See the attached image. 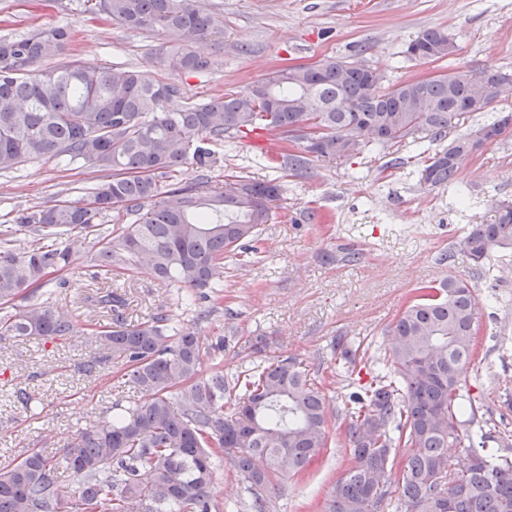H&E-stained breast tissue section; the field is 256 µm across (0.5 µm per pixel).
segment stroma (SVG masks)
Instances as JSON below:
<instances>
[{"label":"stroma","mask_w":512,"mask_h":512,"mask_svg":"<svg viewBox=\"0 0 512 512\" xmlns=\"http://www.w3.org/2000/svg\"><path fill=\"white\" fill-rule=\"evenodd\" d=\"M205 12L224 22V39L206 45L211 70L186 76L188 94L206 100L240 90L274 70L327 56L363 59L379 67L387 83L445 73L457 68L512 72V0H200ZM44 24L72 32L63 61L117 64L141 70L165 39L151 32L113 26L90 10L88 0H0V37L19 36ZM444 27L457 53L444 62L405 58L404 50L422 29ZM219 162L209 175L272 180L282 188L278 216L264 225L250 262L224 260V292L186 306L177 287H163L149 275L112 274L124 288L129 321L149 320L166 309L176 324L191 328L203 343L223 338L224 351L205 370L220 367L235 375L254 360L253 345L265 340L270 355L293 356L322 388L329 412L370 382L375 368L363 361L353 371L337 366L330 344L345 337L371 353L384 347L385 330L416 288L448 276L468 280L480 301V355L466 366L463 393L492 406L495 384L512 386V353L502 354L497 338L512 336V251L494 254L477 267L458 241L469 225L482 222L491 203L512 200V130L463 163L452 186L427 189L418 182L411 144L369 148L349 159L313 163L295 175L269 167L249 137L217 145ZM403 167H391L395 158ZM97 172L38 159L0 172V224L35 205L83 197ZM326 215V223L308 212ZM351 244L361 252L354 263H325L324 253ZM96 245L87 238L74 264L63 271L65 288L48 282L35 302H49L75 327L60 339L10 338L0 342V468L38 449L62 458L77 430L98 418L130 391L122 361L105 356L91 334L84 285L93 273ZM454 252L452 264L440 257ZM25 389L37 406L29 412L17 397ZM329 448L305 475L285 480L273 512H324L327 492L344 473L349 443L338 421L327 429ZM211 512H248L249 494L232 467L213 475Z\"/></svg>","instance_id":"obj_1"}]
</instances>
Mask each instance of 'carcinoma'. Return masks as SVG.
<instances>
[{
  "mask_svg": "<svg viewBox=\"0 0 512 512\" xmlns=\"http://www.w3.org/2000/svg\"><path fill=\"white\" fill-rule=\"evenodd\" d=\"M99 2L111 23L169 39L154 63L170 76L77 60L51 66L71 42L61 25L0 38V171L57 159L111 173L86 200L34 206L0 228L3 306L70 268L74 244L123 213L135 220L99 236L94 281L106 284L120 269L204 297L221 292L225 255L248 256L247 244L276 215L280 185L228 175L207 191L205 180H162L186 164L210 172L218 163L214 147L226 138L272 130L283 143L277 162L298 173L312 161L348 159L425 133L447 144L416 154L419 182L445 187L460 158L495 141L512 119L510 112L448 137L474 113L512 97V73L483 71L472 81L469 71L455 69L386 87L379 68L335 56L321 59L320 74L286 68L196 102L177 77L213 66L200 49L224 35V23L198 0ZM409 45L431 62L456 52L442 27L421 30ZM176 99L182 106L170 108ZM341 102L354 111L338 109ZM305 126L317 130L316 141L299 136L292 141L302 154L288 152L289 134ZM458 247L475 262L512 248V203H493ZM359 256L340 247L324 259L352 263ZM85 301L108 317L100 339L124 362L135 399L79 430L63 450L66 468L82 481L75 500L62 493L55 459L31 450L0 470V512H211L222 461L247 485L250 512H270L282 480L304 473L328 447L325 395L297 360L256 344L258 360L233 379L207 374L210 352L201 338L165 311L132 325L124 294L95 290ZM478 310L465 279L416 289L388 331L376 375L343 405L349 465L327 512H512V429L499 431L497 450H487L485 434L472 431L479 407L463 402L461 371L478 352ZM71 329V319L43 303L0 315V340L65 337ZM334 351L341 367L355 364L357 351L342 340ZM450 444L461 448L453 459Z\"/></svg>",
  "mask_w": 512,
  "mask_h": 512,
  "instance_id": "obj_1",
  "label": "carcinoma"
}]
</instances>
